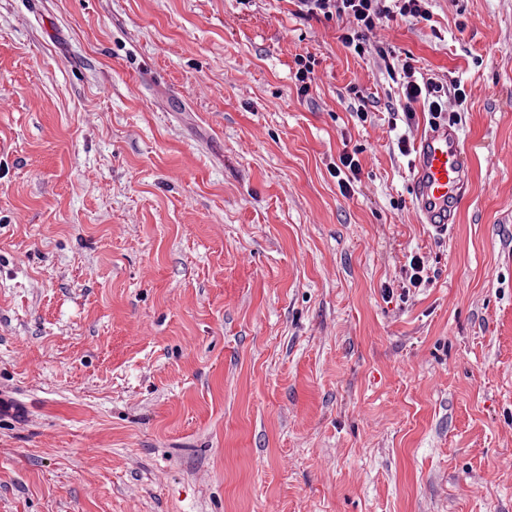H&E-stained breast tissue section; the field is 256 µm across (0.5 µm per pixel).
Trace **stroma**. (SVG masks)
<instances>
[{"mask_svg": "<svg viewBox=\"0 0 512 512\" xmlns=\"http://www.w3.org/2000/svg\"><path fill=\"white\" fill-rule=\"evenodd\" d=\"M429 10L383 59L295 0H0V512H512V0ZM405 57L466 94L444 240ZM296 64L299 66L294 75L297 94L301 97L307 96L314 79L316 59L310 54H306V56L299 54L296 55ZM359 153V149H354L351 153L348 151H344L342 154L339 155L338 162H336V165L334 164V167L336 169V177L341 174V172L343 171L342 168L348 170L352 175L351 177H348L346 175V179L341 178L338 181L339 190L345 196L350 195L351 190L353 189L352 184L354 183V181H357L359 179V174L361 172V166L359 163V159L357 158V155Z\"/></svg>", "mask_w": 512, "mask_h": 512, "instance_id": "obj_1", "label": "stroma"}]
</instances>
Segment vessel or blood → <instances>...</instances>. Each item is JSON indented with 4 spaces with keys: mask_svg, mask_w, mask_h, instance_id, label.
<instances>
[{
    "mask_svg": "<svg viewBox=\"0 0 512 512\" xmlns=\"http://www.w3.org/2000/svg\"><path fill=\"white\" fill-rule=\"evenodd\" d=\"M468 157L454 124L435 122L417 139L410 163L412 206L422 223L447 235L468 191Z\"/></svg>",
    "mask_w": 512,
    "mask_h": 512,
    "instance_id": "vessel-or-blood-1",
    "label": "vessel or blood"
}]
</instances>
